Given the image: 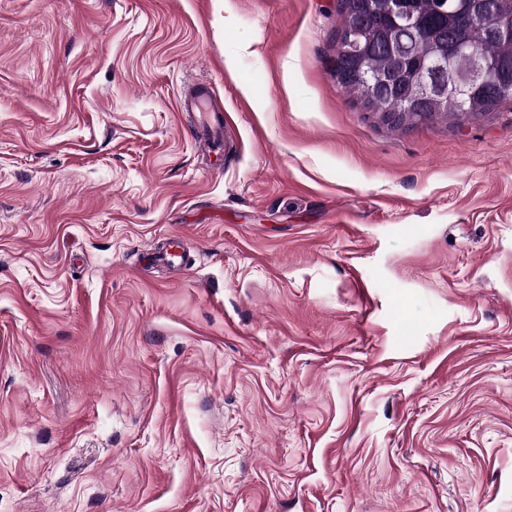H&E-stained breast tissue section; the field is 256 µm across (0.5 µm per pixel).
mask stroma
Instances as JSON below:
<instances>
[{
	"mask_svg": "<svg viewBox=\"0 0 512 512\" xmlns=\"http://www.w3.org/2000/svg\"><path fill=\"white\" fill-rule=\"evenodd\" d=\"M340 23L0 0V512H512V102L391 129ZM178 107L181 112H199L197 143L202 151L217 156L224 132V110L216 106L209 87L197 83L187 93L178 94Z\"/></svg>",
	"mask_w": 512,
	"mask_h": 512,
	"instance_id": "35a3bbf8",
	"label": "stroma"
}]
</instances>
